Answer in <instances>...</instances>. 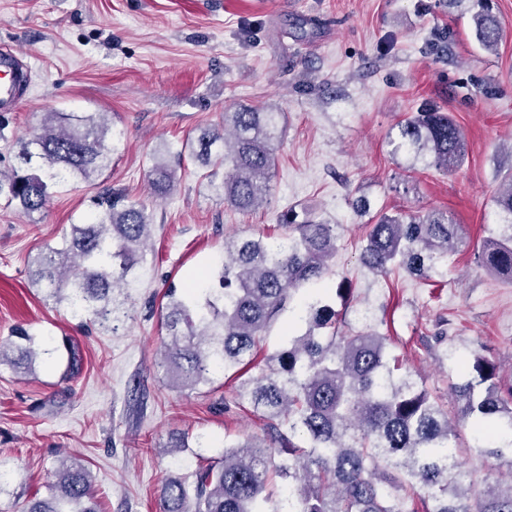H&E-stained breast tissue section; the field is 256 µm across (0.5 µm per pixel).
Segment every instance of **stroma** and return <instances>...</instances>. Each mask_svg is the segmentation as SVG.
I'll return each instance as SVG.
<instances>
[{
	"label": "stroma",
	"mask_w": 512,
	"mask_h": 512,
	"mask_svg": "<svg viewBox=\"0 0 512 512\" xmlns=\"http://www.w3.org/2000/svg\"><path fill=\"white\" fill-rule=\"evenodd\" d=\"M496 3L503 40L489 53L467 15L438 0H0V47L34 70L18 106L0 112V170L15 166L17 140L46 112H104L122 136L102 175L54 188L35 217L0 202V342L22 328L38 350L32 373L0 368V470L10 476L0 512L46 496L64 459L89 469L102 512H159L165 478L189 475L225 443L266 438L259 415L225 409L236 383L223 371L193 389L173 386L161 307L169 287L218 264L225 239L280 235L294 207L340 225L332 282L350 281L429 389L452 395L448 345L479 352L512 381V283L472 261L495 221L493 195L512 175V0ZM442 27L453 33L447 55L431 48ZM425 99L462 127L466 156L455 171L421 167L406 183L389 137ZM242 105L286 116L269 201L251 213L229 207L208 168L180 154ZM161 157L176 177L163 200L149 186ZM107 188L143 204L153 222L131 318L116 336L82 326L30 278L38 252L93 217ZM359 197L371 212L453 215L462 238L444 287L369 273ZM182 436L187 448L173 453Z\"/></svg>",
	"instance_id": "35a3bbf8"
}]
</instances>
